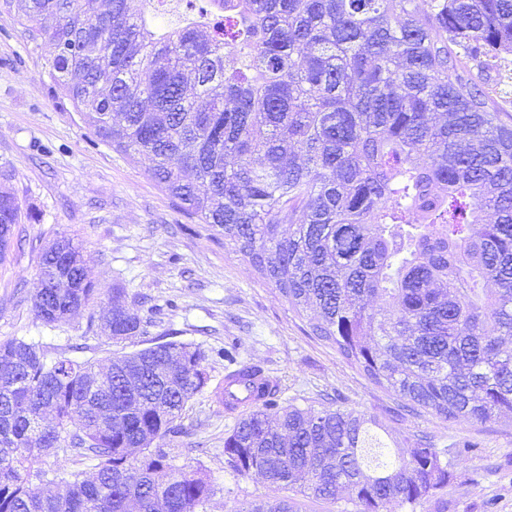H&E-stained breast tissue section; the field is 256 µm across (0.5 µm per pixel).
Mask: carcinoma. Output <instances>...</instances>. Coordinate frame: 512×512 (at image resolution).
I'll use <instances>...</instances> for the list:
<instances>
[{
	"label": "carcinoma",
	"mask_w": 512,
	"mask_h": 512,
	"mask_svg": "<svg viewBox=\"0 0 512 512\" xmlns=\"http://www.w3.org/2000/svg\"><path fill=\"white\" fill-rule=\"evenodd\" d=\"M0 0L94 135L152 162L182 208L248 258L298 313L410 412L512 420V0ZM195 93L186 95L187 76ZM22 218L0 192V259ZM73 238L38 265L35 319L55 327L97 288ZM107 339L143 334L120 292ZM207 355L167 341L110 359L0 342V512H202L200 468L153 442L208 384ZM276 391L224 439L227 463L272 496L236 512L421 505L448 485L426 434L393 456L374 417L281 407ZM50 407L54 422L32 417ZM91 475L43 467L58 450ZM61 482L63 497L44 492Z\"/></svg>",
	"instance_id": "carcinoma-1"
}]
</instances>
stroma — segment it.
Masks as SVG:
<instances>
[{
    "instance_id": "35a3bbf8",
    "label": "stroma",
    "mask_w": 512,
    "mask_h": 512,
    "mask_svg": "<svg viewBox=\"0 0 512 512\" xmlns=\"http://www.w3.org/2000/svg\"><path fill=\"white\" fill-rule=\"evenodd\" d=\"M49 44H30L15 13L0 14V191L14 194L24 213L0 261V341L27 337L49 356L72 354L107 366L116 348L102 316L113 289L144 321V341L191 343L207 354L209 386L187 405L176 432L163 437L171 462L200 467L216 487L206 512H232L268 489L258 475L235 472L224 439L237 422L216 395L236 366H255L278 385L281 406H331L382 421L392 453L405 454L415 434L433 438L450 463L451 478L415 512H512V423L445 419L404 411L396 397L311 335L279 291L226 246L208 225L188 215L151 175L150 162L128 158L100 142L51 80ZM78 241L89 259L97 298L67 325L51 328L33 311L44 249L60 235ZM237 345L236 361L218 357ZM479 446L460 462L464 443Z\"/></svg>"
}]
</instances>
